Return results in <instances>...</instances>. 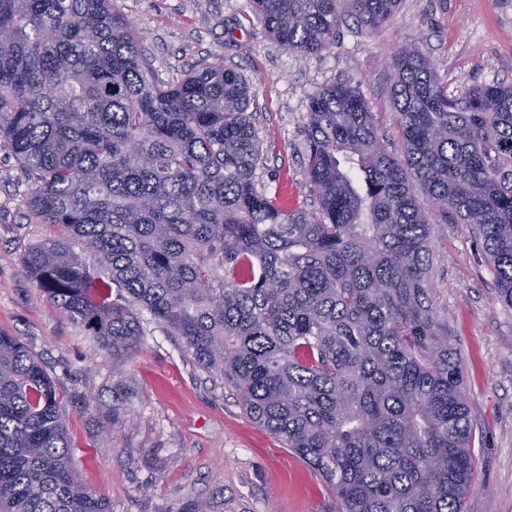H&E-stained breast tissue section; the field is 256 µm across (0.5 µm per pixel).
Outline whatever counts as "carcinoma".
<instances>
[{
  "mask_svg": "<svg viewBox=\"0 0 512 512\" xmlns=\"http://www.w3.org/2000/svg\"><path fill=\"white\" fill-rule=\"evenodd\" d=\"M371 32L399 0H250L301 56ZM116 0H0V148L60 227L21 256L46 299L112 355L145 310L243 410L333 487L338 512H461L476 467L458 359L429 283L432 212L471 224L512 305V83L448 92L415 45L391 56L403 155L346 82L308 96L318 210L257 188L245 76L208 57L150 77ZM98 256L89 267L65 239ZM0 512H110L76 477L60 393L0 332Z\"/></svg>",
  "mask_w": 512,
  "mask_h": 512,
  "instance_id": "carcinoma-1",
  "label": "carcinoma"
}]
</instances>
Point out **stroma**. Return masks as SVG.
<instances>
[{"mask_svg":"<svg viewBox=\"0 0 512 512\" xmlns=\"http://www.w3.org/2000/svg\"><path fill=\"white\" fill-rule=\"evenodd\" d=\"M138 26L153 80L168 83L202 55L237 68L251 91L264 165L259 188H283L314 210L302 166L307 98L343 81L359 89L378 134L403 151L388 49L418 44L448 89L512 83V0H401L378 32L343 17L335 46L302 57L268 36L249 0H117ZM27 175L0 150V332L18 337L55 380L79 479L111 512H337L333 489L249 418L221 377L141 313V350L111 356L23 273L20 258L55 231L25 204ZM430 280L438 321L457 353L477 466L462 512H512V305L499 296L472 225L434 216ZM122 396L124 411L112 415Z\"/></svg>","mask_w":512,"mask_h":512,"instance_id":"1","label":"stroma"}]
</instances>
